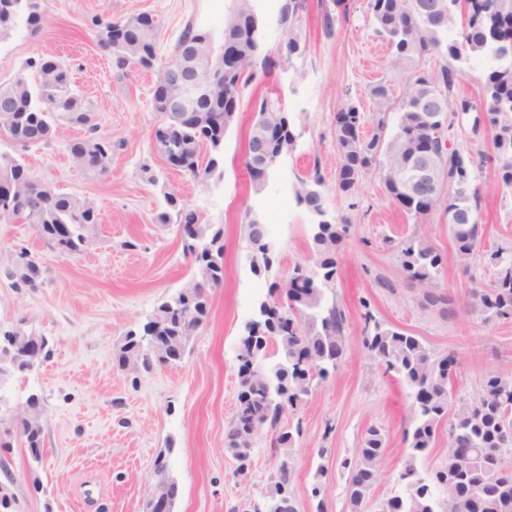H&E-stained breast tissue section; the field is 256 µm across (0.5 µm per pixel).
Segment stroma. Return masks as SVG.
<instances>
[{
  "label": "stroma",
  "instance_id": "obj_1",
  "mask_svg": "<svg viewBox=\"0 0 512 512\" xmlns=\"http://www.w3.org/2000/svg\"><path fill=\"white\" fill-rule=\"evenodd\" d=\"M233 0H41L45 13L36 31L0 43V86L14 82L29 58L52 56L70 65V78L94 112L99 132L115 146L107 173L73 164L70 141L83 127L62 124L50 144L20 149L0 131V153L16 156L30 172L61 191L90 200L99 222L90 243L64 257L43 246L33 226L0 223V332L21 328L46 336L51 356L40 366L0 378V483L9 485L14 512H143L158 455H165L178 484L175 512H240L265 490L278 461L268 437L253 439L245 474L225 450V432L240 387L239 341L246 335L258 299L273 278L316 259L308 232L312 217L296 200L282 201L281 186L319 168L329 217L344 218L343 243L330 297L350 317L339 370L297 408L302 433L291 453L294 486L302 512H316L314 484L325 489L327 512H349L339 464L352 456L369 426L386 435L377 492L389 495L406 447L402 431L412 400L407 389L382 373L362 346L364 311L423 337L437 355L455 353L460 393L474 395L488 371L512 376V321L484 319L464 307L469 294L493 278L490 253L512 247V194L496 186L484 168L487 188L480 214L484 237L469 265H462L442 213L425 223L408 219L388 198L378 174L367 175L354 197L336 192L339 158L333 128L339 103L351 99L361 112L374 106L367 89L380 81L402 91L404 78L390 66V52L368 21V0H343L334 36L320 27L321 0H308L302 15L303 56L269 74L257 75L245 98L277 96L292 113L295 149L255 190L242 163L251 111L240 112L224 139V154L206 183L168 166L155 148L160 117L154 110V78L134 66L118 70L97 44L98 23L141 12L162 22L160 53H170L186 22L209 30L221 52L222 22ZM175 191L222 233L224 284L210 293L207 323L191 339L183 360L132 374L119 369L115 353L128 331H141L164 299L194 273L178 227L161 224L164 194ZM286 207L288 218L270 230L275 260L270 272L250 269L247 222ZM418 233L443 259L440 287L457 304L453 316L423 308L421 292L408 288L396 244ZM43 271L33 287L17 285L13 260L20 250ZM390 288H383V281ZM43 409L44 450L34 462L16 417L30 396ZM325 456H318V449Z\"/></svg>",
  "mask_w": 512,
  "mask_h": 512
}]
</instances>
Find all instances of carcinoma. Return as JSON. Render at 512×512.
I'll use <instances>...</instances> for the list:
<instances>
[{
	"label": "carcinoma",
	"instance_id": "cac0c4a2",
	"mask_svg": "<svg viewBox=\"0 0 512 512\" xmlns=\"http://www.w3.org/2000/svg\"><path fill=\"white\" fill-rule=\"evenodd\" d=\"M418 0H369V20L375 32L386 41L395 70L406 75L401 98L391 94V85L380 81L368 93L375 112L371 114L373 134L363 132L364 113L351 100L336 112L334 140L339 156L336 192L354 195L363 178L372 172L382 174L390 199L405 216L420 223L439 210L456 209L479 215L484 191L476 183L474 170L493 166L497 187L512 191V0H452L458 7L439 19L429 18L416 6ZM306 0H282L277 25L288 36V58L305 48L300 12ZM44 21L42 11H31L25 0H0V42L7 40L20 23L34 30ZM256 19L246 14L239 0L224 17L223 87L205 111L183 121L175 129L161 123L155 138L166 139L168 155L194 180H207L224 149V138L242 109V96L255 70L276 66L278 51L268 49L255 30ZM161 22L151 13L119 18L100 25L98 44L111 52L116 66L134 64L154 72L156 81L166 78L168 66L184 50L195 48L209 55L213 36L210 31L189 22L180 33L169 56L159 52ZM475 59L487 62L481 71L483 97L475 102L457 93L465 67ZM435 88L447 102L443 119V139L455 134L453 106L462 100L475 111L487 114L492 153L475 154L461 149L439 147L427 113L417 107L418 97ZM65 62L54 57L31 59L23 73L11 84V92L0 102V131L29 147L50 143L58 122L82 126L86 136L70 142L67 150L78 167L104 173L112 159V140L98 133L94 113L74 97ZM254 124L271 122L283 134L268 139V163L259 169L251 162L253 140H247L243 164L252 183L261 174H270L279 161L295 147L293 119L281 98L256 97L252 101ZM207 145L214 153L206 165L199 164V149ZM443 151V169L448 180V196H424L408 200L397 181L398 172L407 168L428 149ZM319 164L298 179V204L317 216L326 214L321 190ZM12 194V207L0 211V221L32 225L44 245L62 255L84 252L89 243L88 228L98 223L92 202L76 194L59 191L55 183L38 180L16 158L0 153V194ZM175 211L158 215L161 224H197L199 238L183 242L184 253L196 266L193 288H182L162 302L149 322L151 333L129 331L116 351L118 367L132 364L148 368L152 362H180L193 336L204 326L210 308L209 290L224 283V245L221 232L201 221L200 214L180 206L178 197L165 195ZM258 217L248 220V242L254 273L269 271L273 246L265 224ZM450 234L459 258L467 262L482 238L481 224H451ZM347 233L345 220H321L310 232L317 252L311 272L316 286L301 297L292 288L293 280H274L265 300L259 304L264 316L266 341L251 336L241 338L238 358L253 363L258 371L241 382L234 415L225 434V448L239 462L250 457L253 436L261 430L272 432L270 452L280 463L265 493L249 502V512H262L271 500L279 503L276 512H299L293 486L291 449L300 426H291L283 412L295 409L341 365L349 317L336 301L326 299V291L336 280L339 254ZM400 266L408 282L425 288L424 306L454 314V302L439 289L443 260L424 236L410 235L399 246ZM494 279L490 287L471 292L470 309L487 319H512V252L496 249L490 253ZM41 268L32 261L19 267V278L33 286ZM363 346L375 366L394 374L409 392L422 390L420 403L413 405L402 440L407 456L391 489L390 512H512V446L503 444L512 434V376L488 372L478 392L471 397L457 395V379L449 370L450 358H435L416 336L404 333L363 314ZM20 433L31 458L43 456V424L39 398L28 399V409L18 420ZM448 447L436 462L424 466L440 438ZM386 438L382 431L367 428L359 448L344 459L340 468L346 474L345 492L350 512H376V485L385 458ZM152 480L168 489V512H174L178 485L170 475L164 455L154 462Z\"/></svg>",
	"mask_w": 512,
	"mask_h": 512
}]
</instances>
